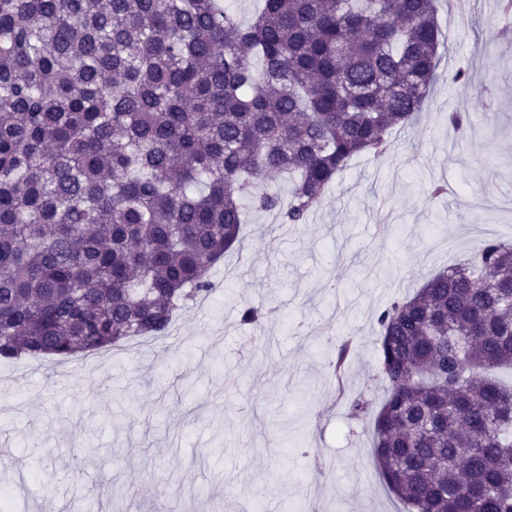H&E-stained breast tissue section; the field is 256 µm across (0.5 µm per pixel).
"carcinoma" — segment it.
Listing matches in <instances>:
<instances>
[{
    "mask_svg": "<svg viewBox=\"0 0 512 512\" xmlns=\"http://www.w3.org/2000/svg\"><path fill=\"white\" fill-rule=\"evenodd\" d=\"M435 0H0V360L167 337L242 244L241 199L305 224L416 120ZM288 177V205L268 182ZM373 458L404 512H512V247L378 317Z\"/></svg>",
    "mask_w": 512,
    "mask_h": 512,
    "instance_id": "carcinoma-1",
    "label": "carcinoma"
}]
</instances>
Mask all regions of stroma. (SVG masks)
Masks as SVG:
<instances>
[{"instance_id":"1","label":"stroma","mask_w":512,"mask_h":512,"mask_svg":"<svg viewBox=\"0 0 512 512\" xmlns=\"http://www.w3.org/2000/svg\"><path fill=\"white\" fill-rule=\"evenodd\" d=\"M437 0V77L382 161L354 157L306 224L251 199L239 250L168 338L63 364L0 363V492L11 512H138V476L178 512H401L372 458L386 392L377 316L485 238L512 244V11L477 0L470 26ZM469 72L468 84L452 79ZM468 114L466 136L448 124ZM448 191L431 198L432 184ZM271 308L263 328L242 305ZM348 345L344 388L334 365ZM365 409L354 413L356 401Z\"/></svg>"}]
</instances>
